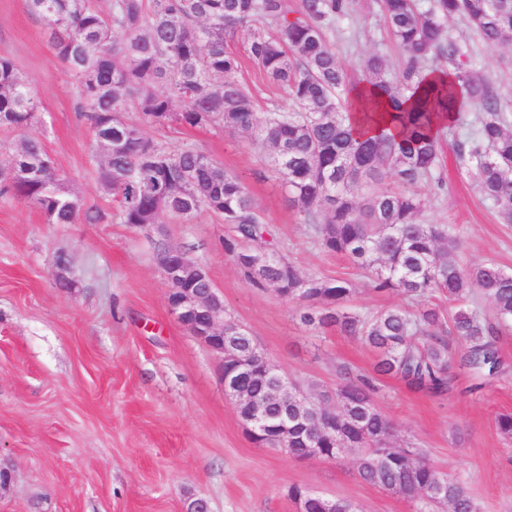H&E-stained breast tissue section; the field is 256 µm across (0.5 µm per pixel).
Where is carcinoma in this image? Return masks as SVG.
Masks as SVG:
<instances>
[{
    "label": "carcinoma",
    "mask_w": 512,
    "mask_h": 512,
    "mask_svg": "<svg viewBox=\"0 0 512 512\" xmlns=\"http://www.w3.org/2000/svg\"><path fill=\"white\" fill-rule=\"evenodd\" d=\"M63 73L78 89L77 111L93 129L101 161L100 188L113 213L84 207L62 186L55 161L33 131L40 111L35 88L12 59L0 56V127L27 132L0 171V194L35 205L49 224H157L167 214L190 223L202 214L233 228L224 251L255 288H273L298 304L310 331L336 328L359 339L376 356L374 372L414 391L440 397L452 388L448 339L459 348V366L491 378L502 371L497 341L512 325V271L487 262L463 267L458 238L446 224L422 220L428 200L414 191L437 179L444 134L469 100L478 115L472 133L454 143L461 164L501 222L512 224V104L494 80L472 67V46L453 35L448 21L465 19L487 48L512 45V0H378L391 38L401 48V75H387L377 54L364 60L365 84L374 95L359 99L349 88L326 31L351 10L349 0H26ZM249 35V56L282 87L293 108L260 119L255 97L236 78L240 62L229 42ZM448 63L446 77L426 81L420 65ZM114 112H136L116 122ZM112 123V148L101 141ZM217 126L261 141L288 202L314 231L321 248L343 256L368 275L377 292H397L421 302L437 293L455 306L445 322L433 308L389 307L365 315L348 309L352 289L340 279L303 276L265 238L256 203L240 177L198 148L168 151L148 129L164 124ZM393 179L398 187L389 186ZM491 305L492 315L478 302ZM333 396L288 400L280 414L269 394L271 377L245 380L244 414L266 407L269 427L253 443L288 457H308L298 417L310 419L319 458L356 457L366 483L448 512H478L469 486L437 473L422 449L393 444L389 419L374 403L375 378L353 375ZM299 512H326L333 499L310 494Z\"/></svg>",
    "instance_id": "obj_1"
}]
</instances>
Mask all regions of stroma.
<instances>
[{
	"mask_svg": "<svg viewBox=\"0 0 512 512\" xmlns=\"http://www.w3.org/2000/svg\"><path fill=\"white\" fill-rule=\"evenodd\" d=\"M337 18L328 37L352 84L362 62L383 55L399 73L401 52L388 38L375 0ZM248 38L230 42L237 78L259 112L292 103L247 56ZM0 55L35 85L38 125L69 190L85 205L112 211L99 187V156L76 110V89L61 71L26 0H0ZM473 67L490 75L512 102V46L476 45ZM474 107L442 142L440 183L424 182L425 222L448 225L460 260L512 269V224L500 223L453 145L474 125ZM168 150L192 145L240 176L275 245L305 275L340 277L352 309L370 313L405 305L399 293H377L342 257L325 253L271 177L264 145L243 134L176 124L152 128ZM230 225L211 215L181 224L162 217L138 228L115 221L50 224L31 203L0 194V465L13 474L0 491V512H186L197 499L210 512H296L293 485L353 503L359 512H415L414 502L364 483L354 457L294 460L255 446L224 392L221 359L176 320L157 263L159 246L184 251L205 268L224 306L277 369L309 394L335 392L340 363L372 373L375 355L357 339L299 321L297 306L272 290L250 287L224 251ZM70 287H58V257ZM504 372L480 391L456 371L443 397L377 380V407L399 442L425 448L441 474L464 479L478 512H512V440L496 426L512 412V331L499 338Z\"/></svg>",
	"mask_w": 512,
	"mask_h": 512,
	"instance_id": "obj_1",
	"label": "stroma"
}]
</instances>
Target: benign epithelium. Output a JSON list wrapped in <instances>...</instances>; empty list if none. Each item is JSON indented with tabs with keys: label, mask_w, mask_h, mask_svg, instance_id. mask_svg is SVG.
Masks as SVG:
<instances>
[{
	"label": "benign epithelium",
	"mask_w": 512,
	"mask_h": 512,
	"mask_svg": "<svg viewBox=\"0 0 512 512\" xmlns=\"http://www.w3.org/2000/svg\"><path fill=\"white\" fill-rule=\"evenodd\" d=\"M158 262L167 284V294H175V298L167 299L170 311L182 326L192 330L195 338L222 359L233 360L234 368L221 371V380L225 392L235 400H241L246 395L243 378L254 372L257 364L266 361L264 353L253 340L247 343V347H242L247 338L243 328H236L232 335L224 333V300L212 288L206 293L196 288L198 284L211 283L201 265L176 250L161 252ZM289 392L288 379L280 372H275V398L286 405Z\"/></svg>",
	"instance_id": "obj_1"
}]
</instances>
